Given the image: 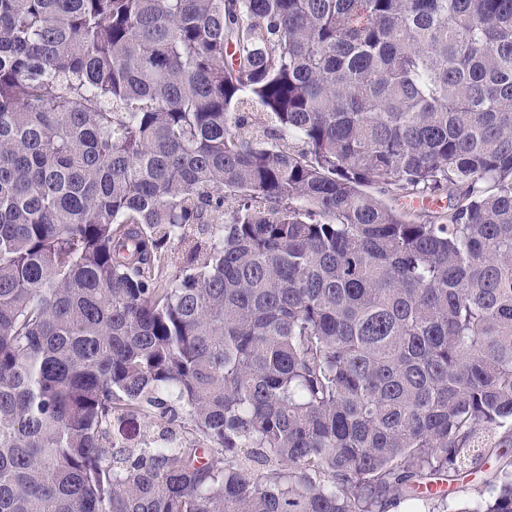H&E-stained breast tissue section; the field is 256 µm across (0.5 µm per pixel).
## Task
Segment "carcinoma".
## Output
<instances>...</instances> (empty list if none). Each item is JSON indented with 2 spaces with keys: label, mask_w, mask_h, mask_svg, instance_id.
Wrapping results in <instances>:
<instances>
[{
  "label": "carcinoma",
  "mask_w": 512,
  "mask_h": 512,
  "mask_svg": "<svg viewBox=\"0 0 512 512\" xmlns=\"http://www.w3.org/2000/svg\"><path fill=\"white\" fill-rule=\"evenodd\" d=\"M509 448L512 0H0V512H512L431 490ZM367 190L382 200V202L389 207L405 210L407 212L408 219L411 221H431L435 223L442 222L443 219H445L446 214H448V196L455 194L456 192L455 187L450 185L444 189L441 195L429 196L430 199L423 200L424 202L428 201L427 204L421 203L418 206L409 208L404 205L405 199L393 196L390 192L383 193L378 186H373Z\"/></svg>",
  "instance_id": "1"
}]
</instances>
